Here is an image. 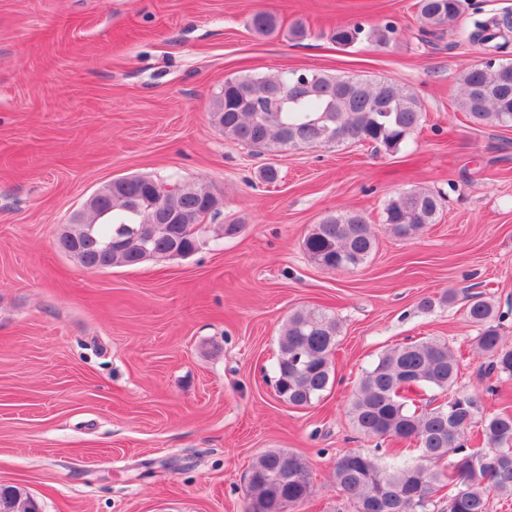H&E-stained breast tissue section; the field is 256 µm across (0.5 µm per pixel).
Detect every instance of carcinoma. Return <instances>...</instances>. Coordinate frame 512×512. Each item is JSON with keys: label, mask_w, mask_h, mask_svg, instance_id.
I'll list each match as a JSON object with an SVG mask.
<instances>
[{"label": "carcinoma", "mask_w": 512, "mask_h": 512, "mask_svg": "<svg viewBox=\"0 0 512 512\" xmlns=\"http://www.w3.org/2000/svg\"><path fill=\"white\" fill-rule=\"evenodd\" d=\"M421 32L442 39L456 30L463 0H417ZM252 30L260 36L279 33L276 15L257 12ZM512 21L492 20L476 25L470 41L496 49L501 28ZM394 25L366 30L359 22L336 26L332 40L347 47L360 41L377 46L395 38ZM508 52L464 70L459 77L457 108L471 125L512 128V60ZM212 123L224 138L259 152L276 154L301 147L348 142L371 144L397 153L419 127L422 105L415 92L388 79L367 81L320 71H280L268 76L236 75L224 80L215 99ZM338 133L335 142L325 130ZM155 205L135 208L147 196L141 184L112 181V211L93 224L71 227L66 238L77 241L71 257L80 265L94 259L100 268L135 267L172 248L191 253L197 240L189 235L176 242L163 232L171 214L193 222L214 192L199 185ZM440 201L418 188L389 196L383 223L398 237H410L437 221ZM303 247L327 270L357 267L376 248L371 225L354 211L330 213L308 230ZM467 322L477 328L476 350L489 359L488 371L512 377V343L500 331L495 304L474 296L466 308ZM336 318L318 309L296 311L288 317L275 367L276 391L289 404L307 407L333 383L332 358L339 345ZM459 359L446 342L420 340L383 351L364 371L349 414L359 431L376 442L408 440L415 444L391 452L385 466L358 450L341 455L333 467L336 488L353 502L355 512H435L442 493L448 512H488L489 497L512 496V411L479 415L477 400L455 390ZM416 388L452 392L434 408L409 404L406 393ZM480 428L483 447L470 448L468 433ZM244 512H288L307 503L311 470L296 452L272 449L251 467ZM0 512H38L16 487H0Z\"/></svg>", "instance_id": "carcinoma-1"}]
</instances>
